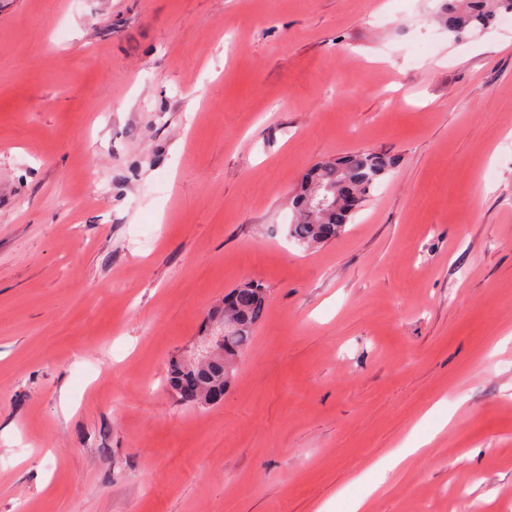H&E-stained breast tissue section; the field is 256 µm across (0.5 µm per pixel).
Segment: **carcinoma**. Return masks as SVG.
Masks as SVG:
<instances>
[{
	"instance_id": "carcinoma-1",
	"label": "carcinoma",
	"mask_w": 512,
	"mask_h": 512,
	"mask_svg": "<svg viewBox=\"0 0 512 512\" xmlns=\"http://www.w3.org/2000/svg\"><path fill=\"white\" fill-rule=\"evenodd\" d=\"M512 13V0H447L444 24L460 39L477 27L492 24L498 14ZM394 166V159L374 150H359L334 161L318 164L305 176L295 196L288 235L310 249L345 232L366 195ZM224 318L233 330L224 333L223 352L210 361L185 364L172 361L168 390L185 406L205 407L224 400L232 362L248 345L253 329L266 311V288L249 281L233 288Z\"/></svg>"
}]
</instances>
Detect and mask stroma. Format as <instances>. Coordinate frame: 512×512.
Returning <instances> with one entry per match:
<instances>
[{"mask_svg":"<svg viewBox=\"0 0 512 512\" xmlns=\"http://www.w3.org/2000/svg\"><path fill=\"white\" fill-rule=\"evenodd\" d=\"M442 3L0 0V512H512V30ZM362 149L353 223L289 241ZM249 280L223 403L179 404ZM394 166V159L374 150L352 154L318 164L305 176L295 196L288 235L310 249L335 239L345 231L366 195ZM333 188L331 197L320 203L316 198ZM335 191V196H334ZM224 299L232 300L230 308L224 309V318L234 322V329L224 333L221 310L217 311L210 322V336L203 343L205 353L211 356L224 340L223 352L200 365L178 360L170 365L168 390L185 406L205 407L224 400L231 364L242 355L266 311V288L256 281L238 285ZM451 421L452 416H447L432 434L416 440L411 447L405 448L402 454L393 457L389 470L392 471L399 468L407 458L412 456L418 457L419 461H427L431 457V448L435 444L437 436L447 429Z\"/></svg>","mask_w":512,"mask_h":512,"instance_id":"obj_1","label":"stroma"}]
</instances>
